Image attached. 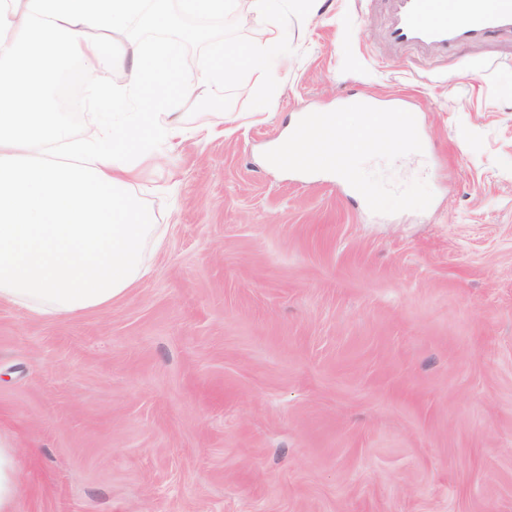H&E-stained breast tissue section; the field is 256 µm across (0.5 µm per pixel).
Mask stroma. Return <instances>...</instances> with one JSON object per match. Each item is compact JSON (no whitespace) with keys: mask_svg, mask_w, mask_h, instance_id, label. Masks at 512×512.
<instances>
[{"mask_svg":"<svg viewBox=\"0 0 512 512\" xmlns=\"http://www.w3.org/2000/svg\"><path fill=\"white\" fill-rule=\"evenodd\" d=\"M136 43L212 64L256 48L251 0ZM263 77L139 98L183 120L132 191L165 228L112 307L0 303V431L19 512H512V31L438 56L386 39L390 0H283ZM419 107L391 177L429 208L375 214L263 158L301 112Z\"/></svg>","mask_w":512,"mask_h":512,"instance_id":"1","label":"stroma"}]
</instances>
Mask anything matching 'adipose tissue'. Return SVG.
Segmentation results:
<instances>
[{
	"mask_svg": "<svg viewBox=\"0 0 512 512\" xmlns=\"http://www.w3.org/2000/svg\"><path fill=\"white\" fill-rule=\"evenodd\" d=\"M281 3L253 0L271 23L260 50L236 48L205 69L169 56L170 70L185 76L184 93L223 89L244 68L263 74L280 53ZM144 10V0H0V301L32 318L111 307L143 282L145 252L161 243L151 212L130 191V158L155 135H180L181 121L138 136L113 125L131 88L167 76L154 52L119 38ZM49 48L95 76L126 73L125 86L100 91L102 117L82 137L53 108L57 71L45 62ZM20 488L18 450L0 434V512H18Z\"/></svg>",
	"mask_w": 512,
	"mask_h": 512,
	"instance_id": "obj_1",
	"label": "adipose tissue"
}]
</instances>
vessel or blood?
<instances>
[{
    "label": "vessel or blood",
    "mask_w": 512,
    "mask_h": 512,
    "mask_svg": "<svg viewBox=\"0 0 512 512\" xmlns=\"http://www.w3.org/2000/svg\"><path fill=\"white\" fill-rule=\"evenodd\" d=\"M387 38L448 55L457 47L512 30V0H393Z\"/></svg>",
    "instance_id": "1"
}]
</instances>
